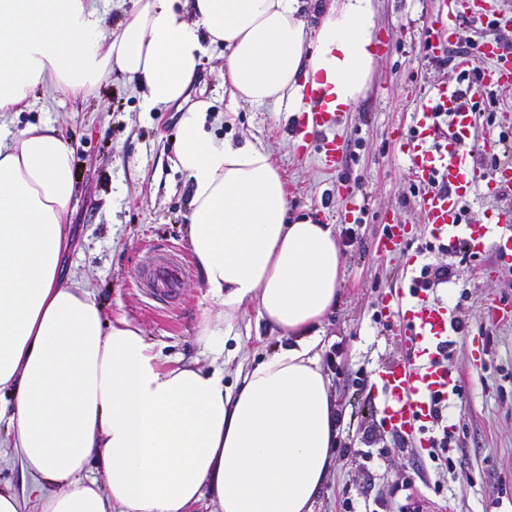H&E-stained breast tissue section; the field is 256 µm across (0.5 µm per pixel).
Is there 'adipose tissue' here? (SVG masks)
I'll return each instance as SVG.
<instances>
[{
    "label": "adipose tissue",
    "mask_w": 512,
    "mask_h": 512,
    "mask_svg": "<svg viewBox=\"0 0 512 512\" xmlns=\"http://www.w3.org/2000/svg\"><path fill=\"white\" fill-rule=\"evenodd\" d=\"M306 0H133L112 32L99 0H0V447L29 478L0 512H312L338 429L320 364L342 254L331 224L289 213L263 147L213 140L207 103L182 117L175 164L191 183L189 247L222 308L198 342L222 355L238 317L280 344L225 384L221 369L163 357L124 317L106 322L64 272L72 152L48 122L18 128L34 89L58 98L121 74L150 112L180 100L206 47L224 49L231 102H299L328 88L345 111L379 56L375 0H324L307 39Z\"/></svg>",
    "instance_id": "adipose-tissue-1"
}]
</instances>
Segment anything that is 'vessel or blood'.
Instances as JSON below:
<instances>
[{
    "mask_svg": "<svg viewBox=\"0 0 512 512\" xmlns=\"http://www.w3.org/2000/svg\"><path fill=\"white\" fill-rule=\"evenodd\" d=\"M492 60L484 70L487 85L512 81V51L497 43L484 42L474 56L463 58L458 67L472 71L478 62ZM322 89L309 90L307 112L301 113L294 133L302 145L318 144L328 165L338 163L339 148L326 136L336 122L335 113L322 102ZM476 114L464 102L458 85L437 87L413 114L410 133L402 142L411 174L419 187V208L430 237L455 246L465 243L473 256L491 251L504 255L512 251V210L492 216L490 224L458 221L461 207L469 200L480 175L471 163L473 154L498 155L504 147L500 135L488 133L480 144L470 145L468 133ZM503 226V233L490 238L491 225ZM414 237L407 225L391 220L378 249L388 254H407ZM186 277V267L178 254L166 247L153 248L137 286L153 299L169 301ZM398 315L396 339L406 355L404 362L383 367L378 377L387 396L380 410L385 426L410 435L419 446H429V425L433 421L435 396H458V379L440 359L449 343L453 321L448 309L432 298L429 290L417 286L397 288L386 298Z\"/></svg>",
    "mask_w": 512,
    "mask_h": 512,
    "instance_id": "obj_1",
    "label": "vessel or blood"
}]
</instances>
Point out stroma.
Returning <instances> with one entry per match:
<instances>
[{
	"label": "stroma",
	"instance_id": "1",
	"mask_svg": "<svg viewBox=\"0 0 512 512\" xmlns=\"http://www.w3.org/2000/svg\"><path fill=\"white\" fill-rule=\"evenodd\" d=\"M443 0H379L376 38L383 44L371 82L360 101L338 113L333 132L342 161L325 169L316 147L298 152L295 117L272 104L237 108L234 123L224 115L230 96L221 78L224 50H208L183 100L146 112L137 92L120 76L89 93L58 99L35 91L16 124L49 122L74 157L69 270L82 276L106 319L125 316L156 342L163 355L184 363H208L196 341L202 315L218 317L199 270H192L176 300L148 298L135 277L154 246H173L190 257L186 215L191 185L174 164L180 119L197 101L208 102L206 129L216 140L262 144L287 184L293 213L332 224L342 250V280L334 310L322 329V361L339 415V445L313 512H344L353 499L369 512H405L424 500L426 512H512V318L481 322L488 299L512 305V269L492 252L475 258L447 255L454 277L431 293L448 305L462 329L455 331L449 369L459 376L463 399L448 406L457 448L448 472L436 470L428 449L400 438L380 421L384 394L378 371L402 357L395 340L397 317L385 296L411 277L423 259L382 255L376 242L394 217L417 239L428 235L400 149L420 100L436 86L458 80L456 64L484 36L486 18L458 17L442 57L426 56L428 21ZM363 204L357 221H344L340 199ZM256 310L240 318L241 349L224 359V380L234 382L240 366H253L279 341L255 326Z\"/></svg>",
	"mask_w": 512,
	"mask_h": 512
}]
</instances>
